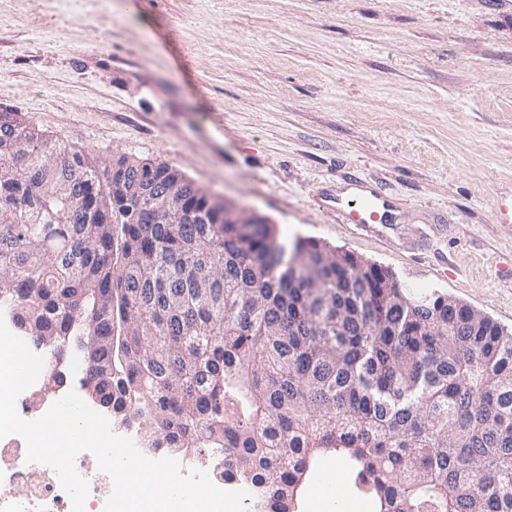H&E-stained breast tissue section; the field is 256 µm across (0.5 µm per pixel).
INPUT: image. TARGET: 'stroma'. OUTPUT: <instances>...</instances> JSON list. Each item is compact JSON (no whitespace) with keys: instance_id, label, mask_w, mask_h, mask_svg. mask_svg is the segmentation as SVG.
Listing matches in <instances>:
<instances>
[{"instance_id":"35a3bbf8","label":"stroma","mask_w":512,"mask_h":512,"mask_svg":"<svg viewBox=\"0 0 512 512\" xmlns=\"http://www.w3.org/2000/svg\"><path fill=\"white\" fill-rule=\"evenodd\" d=\"M176 167L512 331V9L497 0H0V110ZM392 224L342 223L351 181Z\"/></svg>"}]
</instances>
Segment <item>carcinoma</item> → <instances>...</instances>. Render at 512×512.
Here are the masks:
<instances>
[{
	"label": "carcinoma",
	"mask_w": 512,
	"mask_h": 512,
	"mask_svg": "<svg viewBox=\"0 0 512 512\" xmlns=\"http://www.w3.org/2000/svg\"><path fill=\"white\" fill-rule=\"evenodd\" d=\"M22 122L0 113V311L96 346L113 418L224 455L267 512H295L326 455L376 512H512V332L245 210L227 224L166 163L100 167ZM122 178L167 209L112 198Z\"/></svg>",
	"instance_id": "cac0c4a2"
}]
</instances>
